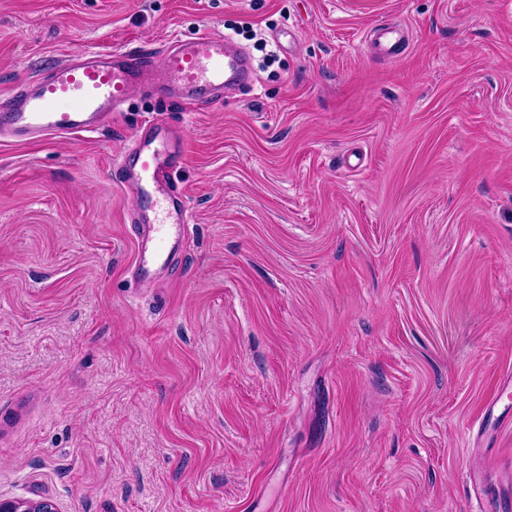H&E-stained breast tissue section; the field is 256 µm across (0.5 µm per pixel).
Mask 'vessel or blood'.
Segmentation results:
<instances>
[{
    "label": "vessel or blood",
    "mask_w": 512,
    "mask_h": 512,
    "mask_svg": "<svg viewBox=\"0 0 512 512\" xmlns=\"http://www.w3.org/2000/svg\"><path fill=\"white\" fill-rule=\"evenodd\" d=\"M250 74L246 55L219 34L176 41L160 55L124 51L79 52L48 73L27 81L0 103V136L19 142L52 135L90 133L112 120L133 94L144 87L198 107L224 87ZM121 161L123 183L137 200L164 204L165 219L136 210L137 254L131 276L141 282L166 268L185 234L186 206L177 204L167 173L181 156V146L165 127H152L149 138Z\"/></svg>",
    "instance_id": "vessel-or-blood-1"
}]
</instances>
